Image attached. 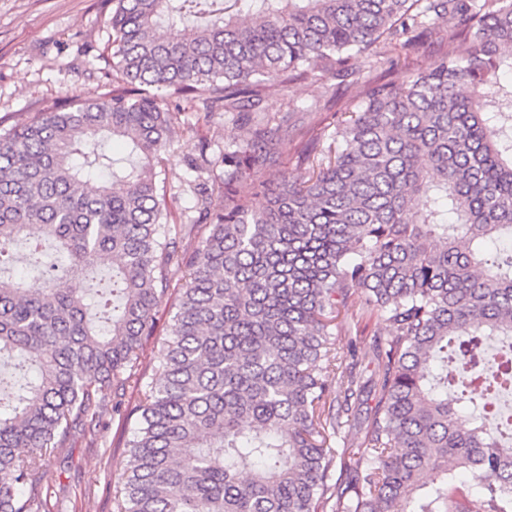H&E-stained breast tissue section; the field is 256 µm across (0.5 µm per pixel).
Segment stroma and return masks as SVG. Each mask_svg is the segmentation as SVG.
<instances>
[{
  "mask_svg": "<svg viewBox=\"0 0 512 512\" xmlns=\"http://www.w3.org/2000/svg\"><path fill=\"white\" fill-rule=\"evenodd\" d=\"M111 13L110 0H0V126L8 128L55 104L92 99L111 89L112 68L105 50ZM440 50L428 39L409 58H394L389 67L382 57L368 54L357 60L355 72L361 78L387 69L399 79ZM332 84L331 77L318 74L301 83L272 86L266 110L275 114L290 103L305 106L308 126L319 127L322 115L310 106ZM240 133L232 116L221 112L180 116L161 176L169 191L171 223L187 247H195L201 234L190 224L197 205L193 187L200 177L184 161L196 156L204 142L217 151L232 147ZM184 276L181 267L169 273L170 288L157 308L156 333L143 342L120 410L104 409L94 433L74 434L61 455L44 461V482L60 495L65 512H117L118 480L127 462L124 440L134 426L128 413L139 400L141 386L152 377L155 350L168 333Z\"/></svg>",
  "mask_w": 512,
  "mask_h": 512,
  "instance_id": "35a3bbf8",
  "label": "stroma"
}]
</instances>
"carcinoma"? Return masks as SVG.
Here are the masks:
<instances>
[{"mask_svg": "<svg viewBox=\"0 0 512 512\" xmlns=\"http://www.w3.org/2000/svg\"><path fill=\"white\" fill-rule=\"evenodd\" d=\"M448 23L446 48L403 80L361 82L324 136L263 106L273 84L404 49ZM112 90L0 129V512H51L42 461L120 405L169 269L177 312L141 389L118 512H512V446L484 416L512 390V0H112ZM465 44V52L457 47ZM233 112L192 250L158 179L180 112ZM122 138L114 159L105 139ZM299 141L297 174L279 147ZM285 168L276 180L268 174ZM241 182L252 185L249 199ZM380 316L362 382L335 336ZM373 404L361 410L363 394ZM361 437L341 440L343 417ZM356 460L332 477L336 446ZM479 495L459 506L456 471Z\"/></svg>", "mask_w": 512, "mask_h": 512, "instance_id": "1", "label": "carcinoma"}]
</instances>
